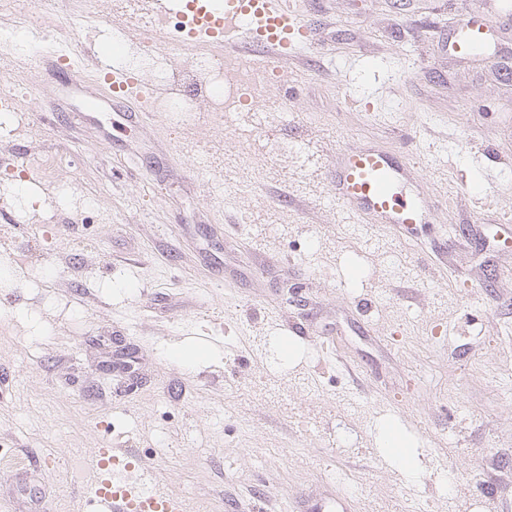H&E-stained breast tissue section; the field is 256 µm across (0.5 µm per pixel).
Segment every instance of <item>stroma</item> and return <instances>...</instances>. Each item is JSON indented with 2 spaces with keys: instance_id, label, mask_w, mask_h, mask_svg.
<instances>
[{
  "instance_id": "stroma-1",
  "label": "stroma",
  "mask_w": 512,
  "mask_h": 512,
  "mask_svg": "<svg viewBox=\"0 0 512 512\" xmlns=\"http://www.w3.org/2000/svg\"><path fill=\"white\" fill-rule=\"evenodd\" d=\"M114 2L0 19L50 31L0 48L25 117L0 138V181L23 188L0 208L18 258L0 457L22 463L0 469V512H101L84 491L109 444L187 512H512V22L493 59L462 58L457 18L487 0H291L311 45L268 84L252 148L205 94L125 120L94 58L117 45L112 67L166 99L173 58ZM77 15L94 22L74 35ZM74 36L68 93L45 58ZM345 145L406 157L429 223L349 219L327 183ZM384 447L389 457L402 467L411 469L414 465L413 455L408 451L404 438L395 430L389 429L384 436Z\"/></svg>"
}]
</instances>
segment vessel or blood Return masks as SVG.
I'll use <instances>...</instances> for the list:
<instances>
[{
  "mask_svg": "<svg viewBox=\"0 0 512 512\" xmlns=\"http://www.w3.org/2000/svg\"><path fill=\"white\" fill-rule=\"evenodd\" d=\"M157 14L176 10L183 22L174 39L158 36V45L175 42L183 50L212 45L230 54L250 49L268 61H284L310 44V20L288 6L286 0H152ZM492 23L475 22L461 13L451 48L488 55ZM102 81L114 101L143 104L139 77L129 71L101 69ZM329 185L337 202L353 220L389 224L408 231L429 221L430 205L410 180L402 157L376 148L347 147L336 156ZM96 476L90 499L105 512H185L184 502L149 486L143 470L121 465L115 448L102 449L95 461Z\"/></svg>",
  "mask_w": 512,
  "mask_h": 512,
  "instance_id": "obj_1",
  "label": "vessel or blood"
}]
</instances>
